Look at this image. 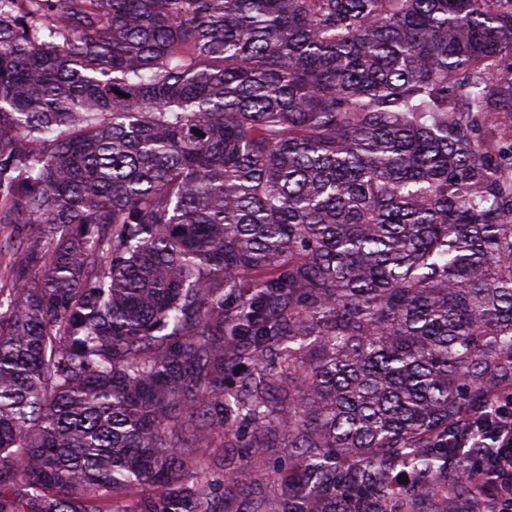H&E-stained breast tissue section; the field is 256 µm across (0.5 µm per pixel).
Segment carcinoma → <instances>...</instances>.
I'll list each match as a JSON object with an SVG mask.
<instances>
[{
	"label": "carcinoma",
	"instance_id": "carcinoma-1",
	"mask_svg": "<svg viewBox=\"0 0 512 512\" xmlns=\"http://www.w3.org/2000/svg\"><path fill=\"white\" fill-rule=\"evenodd\" d=\"M510 393L512 0H0V512H382Z\"/></svg>",
	"mask_w": 512,
	"mask_h": 512
}]
</instances>
